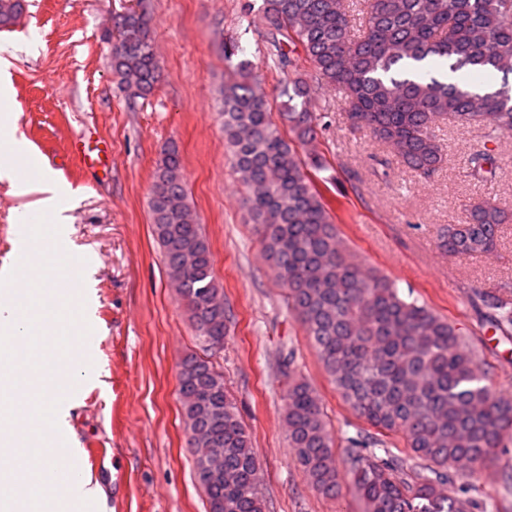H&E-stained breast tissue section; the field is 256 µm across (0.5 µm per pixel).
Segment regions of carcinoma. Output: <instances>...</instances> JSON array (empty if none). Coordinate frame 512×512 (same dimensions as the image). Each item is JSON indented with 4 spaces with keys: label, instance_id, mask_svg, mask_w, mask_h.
<instances>
[{
    "label": "carcinoma",
    "instance_id": "1",
    "mask_svg": "<svg viewBox=\"0 0 512 512\" xmlns=\"http://www.w3.org/2000/svg\"><path fill=\"white\" fill-rule=\"evenodd\" d=\"M25 0H0V26L12 24ZM243 16L270 44L274 69L297 68L301 47L318 87L339 95L354 131L390 147L415 177L434 178L447 153L437 134L443 121L477 126L487 136L512 135V0H262ZM112 73L128 99L147 98L160 79L146 10L118 15ZM240 46L224 44V140L247 189L246 205L277 281L305 328L342 400L369 428L335 451L322 404L293 376L286 423L291 448L314 490L326 497L350 476L361 512H473L468 498L445 493L495 461L512 426V398L486 382L461 333L396 285L359 264L341 239L328 201L304 172L299 150L327 126L314 106L315 87L298 74L284 85L285 139L253 74L252 61L233 62ZM483 181L493 157H468ZM154 235L170 277L207 348L224 342L228 313L209 243L187 202L182 159L171 142L160 153L150 199ZM507 216L492 197L464 207L446 224L437 247L450 256L493 252ZM490 323L512 326V299L483 295ZM178 393L195 478L208 512H266L250 435L224 375L197 354L180 364ZM400 434L407 452L386 438ZM223 459L220 481L207 474L206 449Z\"/></svg>",
    "mask_w": 512,
    "mask_h": 512
}]
</instances>
